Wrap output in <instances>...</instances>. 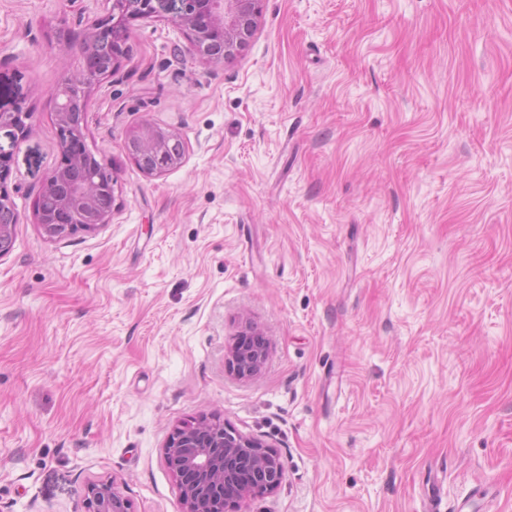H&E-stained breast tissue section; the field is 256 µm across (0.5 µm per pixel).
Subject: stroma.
<instances>
[{"label":"stroma","mask_w":512,"mask_h":512,"mask_svg":"<svg viewBox=\"0 0 512 512\" xmlns=\"http://www.w3.org/2000/svg\"><path fill=\"white\" fill-rule=\"evenodd\" d=\"M112 0H0V111L19 214L0 256V505L84 512L114 481L181 512L161 448L215 417L271 444L241 512H512V0H263L250 46L193 54L128 24L88 98L114 216L48 239L53 90ZM178 133L180 167L126 144ZM268 355L242 379L245 327ZM32 112H28L22 106L13 112L0 111V134L5 130L6 136L13 140L25 137L30 129ZM127 148L130 156L141 159V170L151 176L181 165L185 155L184 143L176 132L151 124L133 134Z\"/></svg>","instance_id":"stroma-1"}]
</instances>
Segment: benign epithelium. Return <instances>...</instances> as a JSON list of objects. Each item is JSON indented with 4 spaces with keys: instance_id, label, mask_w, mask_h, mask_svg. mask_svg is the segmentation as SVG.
<instances>
[{
    "instance_id": "1",
    "label": "benign epithelium",
    "mask_w": 512,
    "mask_h": 512,
    "mask_svg": "<svg viewBox=\"0 0 512 512\" xmlns=\"http://www.w3.org/2000/svg\"><path fill=\"white\" fill-rule=\"evenodd\" d=\"M262 0H112L122 17H153L162 12L188 37L191 49L210 62L236 57L254 38ZM126 33L111 15L93 26L83 46V68L54 91L61 165L41 188L35 221L50 239L93 232L112 221L114 181L106 166L87 148L86 126L90 90L114 74L123 54ZM32 113L23 107L0 111V131L12 139L25 137ZM129 155L141 159L142 171L157 175L183 163L185 146L172 130L146 124L127 142ZM0 149V210H15L6 186ZM15 223L0 222V256L13 245ZM235 373L255 375L266 357L265 344L237 341L229 350ZM165 465L177 478L181 512H228L230 505L255 495L270 494L281 485L285 466L278 452L261 440L240 434L215 418L184 422L169 435ZM85 512H131L130 501L109 480L88 483Z\"/></svg>"
}]
</instances>
